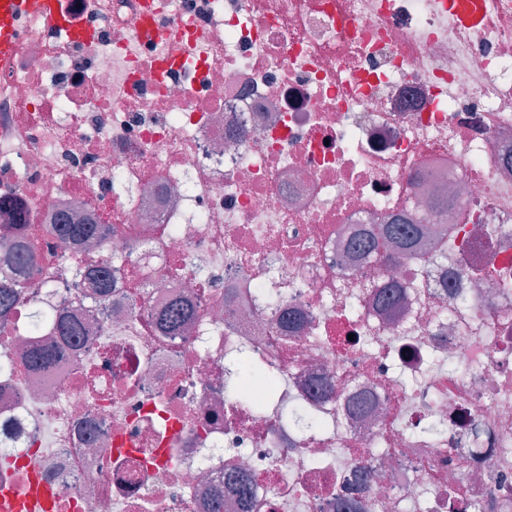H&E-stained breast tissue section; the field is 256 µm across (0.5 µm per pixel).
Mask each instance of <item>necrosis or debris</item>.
<instances>
[{"label":"necrosis or debris","instance_id":"obj_1","mask_svg":"<svg viewBox=\"0 0 512 512\" xmlns=\"http://www.w3.org/2000/svg\"><path fill=\"white\" fill-rule=\"evenodd\" d=\"M59 8L0 67V233L30 245L0 486L38 478L50 512H512V0ZM63 212L97 248L53 233ZM392 222L450 247L351 257ZM75 257L111 270L105 303ZM177 295L193 327L166 336ZM33 303L94 335L33 369ZM244 353L278 376L260 412L227 388ZM288 422L304 433L318 430L321 427L319 416L302 406L288 407Z\"/></svg>","mask_w":512,"mask_h":512}]
</instances>
